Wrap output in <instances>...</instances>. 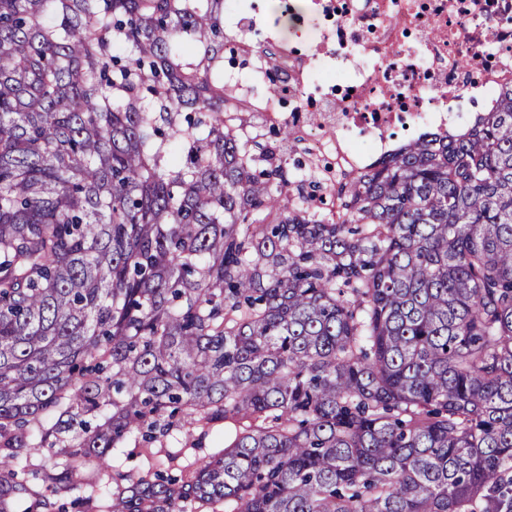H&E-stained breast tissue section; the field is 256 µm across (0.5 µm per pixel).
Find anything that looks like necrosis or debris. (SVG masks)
Returning <instances> with one entry per match:
<instances>
[{"mask_svg":"<svg viewBox=\"0 0 512 512\" xmlns=\"http://www.w3.org/2000/svg\"><path fill=\"white\" fill-rule=\"evenodd\" d=\"M331 21L308 58L275 43L257 57L275 60L298 88L344 82L345 99L303 100L288 122L322 123L335 157L331 177L371 170L403 125L430 133L468 125L478 102L512 89V0H313Z\"/></svg>","mask_w":512,"mask_h":512,"instance_id":"obj_1","label":"necrosis or debris"}]
</instances>
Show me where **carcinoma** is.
I'll use <instances>...</instances> for the list:
<instances>
[{
  "instance_id": "carcinoma-1",
  "label": "carcinoma",
  "mask_w": 512,
  "mask_h": 512,
  "mask_svg": "<svg viewBox=\"0 0 512 512\" xmlns=\"http://www.w3.org/2000/svg\"><path fill=\"white\" fill-rule=\"evenodd\" d=\"M223 49L224 0H0V512L95 462L81 506L117 443L221 419L249 425L117 475L108 512H499L512 90L333 218L237 133Z\"/></svg>"
}]
</instances>
